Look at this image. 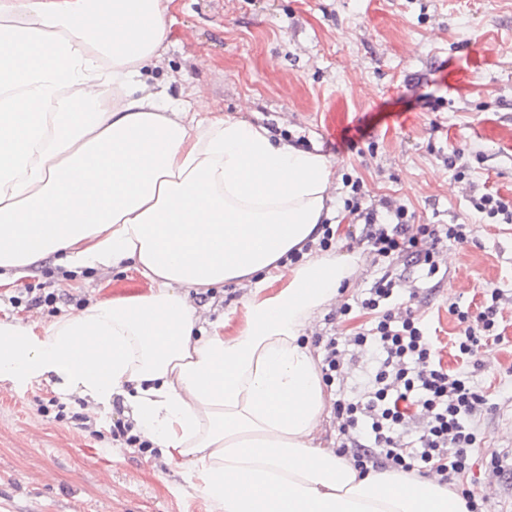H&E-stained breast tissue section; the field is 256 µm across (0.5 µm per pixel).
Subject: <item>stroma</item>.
Here are the masks:
<instances>
[{
    "label": "stroma",
    "instance_id": "35a3bbf8",
    "mask_svg": "<svg viewBox=\"0 0 512 512\" xmlns=\"http://www.w3.org/2000/svg\"><path fill=\"white\" fill-rule=\"evenodd\" d=\"M152 76L171 98L196 93L214 111L329 158L334 222L345 215L346 178L358 177L367 201L404 205L415 223L470 225V243L441 246L436 278L401 262L394 272L417 291L412 307L435 330L443 361L488 399L472 420L480 446L467 486L485 512H512V482L485 466L491 451H512V224L484 223L471 205L487 187L512 201V0H173ZM452 147L464 177L443 162ZM331 251L358 266L314 319L317 356L321 338L351 337L369 321L355 302L382 274L367 245L339 234ZM38 283L58 294L55 307L24 304ZM494 290L503 337L482 349L480 367L461 365L451 307L479 308ZM149 291L133 271L74 278L48 261L0 288V317L49 322ZM247 293L231 284L202 301L233 330ZM347 303L351 312L340 315ZM56 395L46 382L0 383V512H213L158 449L112 438L121 403L103 413L69 397L57 419L41 411Z\"/></svg>",
    "mask_w": 512,
    "mask_h": 512
}]
</instances>
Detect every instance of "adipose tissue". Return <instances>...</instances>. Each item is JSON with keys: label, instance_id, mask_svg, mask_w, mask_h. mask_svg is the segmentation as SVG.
Masks as SVG:
<instances>
[{"label": "adipose tissue", "instance_id": "1", "mask_svg": "<svg viewBox=\"0 0 512 512\" xmlns=\"http://www.w3.org/2000/svg\"><path fill=\"white\" fill-rule=\"evenodd\" d=\"M170 3L0 0V286L48 260L150 284L48 323L0 319V383L122 402L215 512H468L322 447L333 396L307 331L354 264L316 249L333 164L149 85ZM243 283L236 332L194 337L191 295Z\"/></svg>", "mask_w": 512, "mask_h": 512}]
</instances>
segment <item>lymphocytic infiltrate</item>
I'll return each mask as SVG.
<instances>
[{"label":"lymphocytic infiltrate","instance_id":"f902f5d3","mask_svg":"<svg viewBox=\"0 0 512 512\" xmlns=\"http://www.w3.org/2000/svg\"><path fill=\"white\" fill-rule=\"evenodd\" d=\"M351 189L353 196L345 201L344 210L381 262L402 258L422 267L431 278L440 270V244H464L470 239L469 225L416 224L408 209L392 200L366 204L359 181H352ZM396 287L391 271H384L359 302L375 318L350 343L370 353L374 366L361 396L336 403L341 420L338 450L351 453L363 472L374 466L436 477L460 493L468 512H482L464 479L478 444L469 422L485 405V397L449 373L433 336L413 310L393 309ZM500 299L495 291L477 313L458 311L461 329L456 345L462 365H477L480 349L499 341ZM413 423L418 426L417 437L409 441L405 434Z\"/></svg>","mask_w":512,"mask_h":512}]
</instances>
